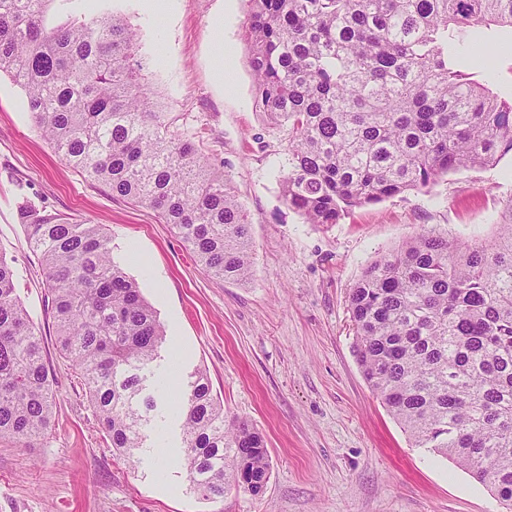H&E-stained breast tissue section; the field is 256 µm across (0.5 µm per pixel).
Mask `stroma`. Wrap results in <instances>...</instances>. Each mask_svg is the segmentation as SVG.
<instances>
[{
    "label": "stroma",
    "mask_w": 512,
    "mask_h": 512,
    "mask_svg": "<svg viewBox=\"0 0 512 512\" xmlns=\"http://www.w3.org/2000/svg\"><path fill=\"white\" fill-rule=\"evenodd\" d=\"M105 6L134 32L147 85L173 130L223 170L246 208L253 275L216 282L156 212L85 181L41 135L24 91L1 74L0 255L42 338L56 413L34 447L0 444V512H506L453 461L412 447L362 376L348 296L369 263L417 233L492 241L512 217V153L353 209L339 223H304L281 192L283 135L256 104L249 0H174L157 20L141 0H54L44 25L89 19ZM481 45L492 60L475 79L511 100L512 31L482 28ZM26 200L100 225L166 329L146 389L156 407L134 460L115 454L78 366L56 343L42 267L19 217ZM199 370L225 413L266 440L271 470L260 496L234 489L203 500L176 460L162 458L181 446L168 378Z\"/></svg>",
    "instance_id": "35a3bbf8"
}]
</instances>
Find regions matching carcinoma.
<instances>
[{"instance_id": "cac0c4a2", "label": "carcinoma", "mask_w": 512, "mask_h": 512, "mask_svg": "<svg viewBox=\"0 0 512 512\" xmlns=\"http://www.w3.org/2000/svg\"><path fill=\"white\" fill-rule=\"evenodd\" d=\"M53 0H0V74L25 92L54 152L86 180L154 210L219 282L252 275L250 222L224 173L170 133L134 33L102 12L54 31ZM256 101L286 135L282 194L307 224L423 190L512 153V101L470 79L478 28L512 29V0H250ZM56 341L81 370L120 455L145 447L142 396L166 340L98 225L20 206ZM0 256V441L31 447L54 417L42 342ZM363 376L412 446L454 461L512 507V222L489 243L418 233L368 264L349 296ZM177 463L205 500L263 493L264 436L229 417L199 371L178 399Z\"/></svg>"}]
</instances>
